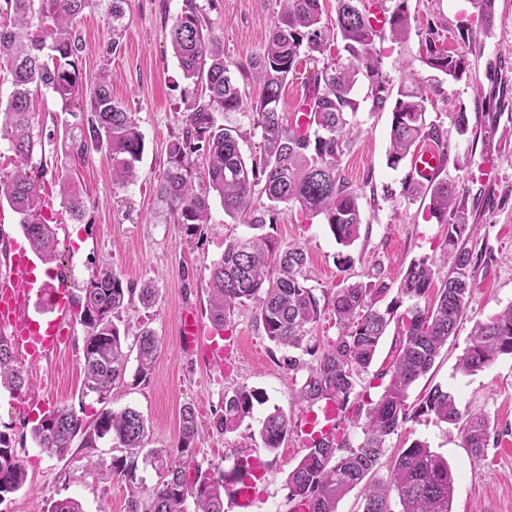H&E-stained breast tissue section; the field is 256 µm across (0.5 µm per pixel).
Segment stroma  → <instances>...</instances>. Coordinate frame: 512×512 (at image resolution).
<instances>
[{
    "label": "stroma",
    "instance_id": "obj_1",
    "mask_svg": "<svg viewBox=\"0 0 512 512\" xmlns=\"http://www.w3.org/2000/svg\"><path fill=\"white\" fill-rule=\"evenodd\" d=\"M216 35L224 40V56L232 66L246 68L258 55L279 10L277 0H196ZM111 0H93L74 27L85 42L80 62L85 87H93L103 66L101 50L112 36ZM186 0H127L125 32L108 66L114 99L135 112L144 136V151L137 164L138 178L127 188H113L112 162L106 154H93L78 165L77 174L89 200L83 222L62 212L57 174L67 166L64 156L46 154L40 183L46 211L56 219L59 269L78 290L101 260H111L125 282H151L156 290L150 308L132 301L123 313L129 335L149 325L159 340V356L147 380L137 379L129 360V374L112 392L109 403L82 396L84 329L70 322L59 349L36 365H25L27 395L16 399L0 390V431L23 441L18 451L27 480L23 489L0 503V512H43L49 501L74 498L84 512H128L130 493L124 480L104 479L86 469L87 458L110 462L111 443L90 450L73 447L64 457L42 451L25 433L22 419L31 401L55 408H78L85 420L103 409L132 407L147 421L146 448H162L186 470L216 467L230 470L240 446L269 468L258 485L247 512H292L285 482L288 469L306 450L294 439L280 448H264L256 434L273 407L297 420L298 392L308 376L313 356L305 366L288 369L287 350L265 335L255 308L236 309L224 331H216L207 315V278L211 264L220 259L224 242L249 234L245 217L225 215L219 197H212L211 222L194 247L156 200L155 188L165 167L167 147L182 135L185 106L201 88L183 78L173 55L169 31ZM411 29L407 41H381L376 50L391 84H398L403 67L423 79L435 76L425 63L420 44L427 29H434L449 51H462L463 32L473 30L482 45L472 77L440 79L439 93L426 114L428 122L449 128V115L467 112L477 125L476 138L450 132V151L440 175L463 191L472 215L476 246L488 249L473 274L466 317L456 336L437 358L433 369L410 390L417 403L426 388L439 384L454 392L460 410L482 412L489 424L484 458L464 448L457 426L421 417L407 422L391 436L388 454L413 441L427 443L447 458L457 475L453 512H512V356H499L472 375L458 371L460 355L469 345L474 324L512 305V139L502 136L512 128V0H495L491 25H484L473 0H408ZM367 81H359L354 97L360 102V125L342 157L343 176L359 193L363 222L358 239L348 247L336 242L323 218L306 219L297 211L280 209L272 233L282 244H298L308 254V283L325 294L355 282H385L397 288L407 267L419 257H440L445 248L446 225L430 218L425 202L403 194L402 185L413 179L410 163L389 168L390 112H370L364 97ZM191 307L198 315L203 337L199 348L185 352L180 345L179 313ZM247 387L263 393L246 427L221 433L214 427L224 397ZM196 411L198 434L191 453L180 452V411Z\"/></svg>",
    "mask_w": 512,
    "mask_h": 512
}]
</instances>
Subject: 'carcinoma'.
<instances>
[{"mask_svg": "<svg viewBox=\"0 0 512 512\" xmlns=\"http://www.w3.org/2000/svg\"><path fill=\"white\" fill-rule=\"evenodd\" d=\"M91 0H4L0 9V50L9 56L11 91L0 108V140L9 143L12 169L0 170V202L19 215L20 226L32 250L45 263L56 258L55 230L47 224L36 176L31 174L35 153L45 155L54 138L35 139L31 126L36 112L38 88L51 91L61 101L71 121L63 129L61 150L73 162H86L93 153L106 151L112 162V184L125 188L137 179L136 163L143 151V134L135 113L112 97L108 62L119 47L125 29L124 3L112 0V41L105 47L102 73L85 91L78 70L84 50L73 31V20ZM280 10L270 35L251 62L252 79L261 87L256 100H247L230 64L224 60L223 38L213 34L195 0L173 20L170 41L183 77L201 86V93L187 102L183 136L167 147L166 168L156 185L157 197L191 247L209 223L210 192L218 194L224 214H250L253 233L224 243L221 258L209 268L207 312L212 324L224 329L238 307L256 308L265 335L279 348L317 356L316 365L299 392V400L314 406L327 399L348 409L357 380L368 372L380 340L394 316V308L409 302L399 315V346L378 379L382 391L377 399L358 404L351 416L363 440L353 445L344 433H336L314 446L288 472L289 499L293 512H338L339 503L353 489H361V512H392L397 499L400 512H452L455 478L448 461L421 441L389 458L386 442L408 421L421 416L440 422L462 424L463 441L479 457L488 445L484 414L463 413L455 396L439 384L415 405L408 403L411 387L433 368L441 349L456 335L467 314L475 267L483 250L467 246L471 238L470 217L457 187L435 177L423 188L407 182L403 193L421 191L428 199L430 217L448 225L442 262L448 274L442 280L435 305L420 306L434 283L436 261L428 256L413 261L403 274L393 306L380 310L377 304L390 288L383 282L354 283L336 290L330 305L339 334L322 354L311 345L323 306L315 289L307 285L303 247L284 245L264 231L266 217L280 206L299 214L323 217L336 242L348 247L359 236L361 194L341 174L340 158L354 129L359 103L352 97L359 77L368 81L366 99L370 111L390 110V147L387 165L397 168L422 141H431L448 157V132L428 123L425 113L429 92L436 85L419 81L404 67L397 91H392L375 50L378 41H402L410 31L408 0L386 3V29H377L370 19V0H336L334 24L322 22L323 0H279ZM426 64L455 80L469 71L467 53H449L429 30L424 37ZM313 60L327 59L307 86L303 106L306 121L289 126L278 110L288 76L295 71L301 51ZM249 113L250 130L238 125L217 124L215 113ZM457 136L473 133L465 112L449 114ZM260 131L261 156L248 163L240 142ZM207 175V184L194 187L197 168ZM65 212L82 222L88 201L72 170L57 175ZM266 198L254 207V195ZM151 306L155 288L144 283L138 289L123 282L104 260L92 271L71 302L86 328L83 345V389L109 400L116 383L125 377L129 354L123 351L128 331L122 312L133 296ZM136 374L149 378L158 356L159 342L147 326L134 336ZM501 355H512V305L475 324L471 344L459 358L458 370L472 375ZM27 381L16 361L13 339L0 333V388L14 395L26 391ZM263 394L245 387L224 397V408L216 428L223 433L238 430L252 416L254 403ZM181 451L198 433L196 414L185 406L180 412ZM290 434V419L273 407L262 421L259 436L273 451ZM32 439L46 453L61 457L75 439L79 447L96 448L102 440L123 454L108 466L88 460L102 476L124 478L131 485L130 512H224L228 482H243L249 456L241 455L230 472L195 470L194 475L172 462L164 449L144 450L146 421L137 410L104 409L87 421L71 406L63 405L46 414L31 428ZM151 467L157 484L147 489L136 483L138 465ZM26 482L15 441L0 433V504ZM46 512H82L72 499L51 500Z\"/></svg>", "mask_w": 512, "mask_h": 512, "instance_id": "cac0c4a2", "label": "carcinoma"}]
</instances>
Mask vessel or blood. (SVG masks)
I'll return each instance as SVG.
<instances>
[{
	"instance_id": "b4317fda",
	"label": "vessel or blood",
	"mask_w": 512,
	"mask_h": 512,
	"mask_svg": "<svg viewBox=\"0 0 512 512\" xmlns=\"http://www.w3.org/2000/svg\"><path fill=\"white\" fill-rule=\"evenodd\" d=\"M441 164L436 147L418 151L412 158V170L420 179L431 177ZM34 261L24 249L16 247L8 263L4 286L0 287V326L11 329L16 348L23 359L35 363L57 349L60 324L70 314L67 282L51 272L38 278ZM180 340L185 349H194L201 338L196 314L183 310L179 322ZM340 418L336 401L305 410L296 424L300 445L309 447L333 432Z\"/></svg>"
}]
</instances>
